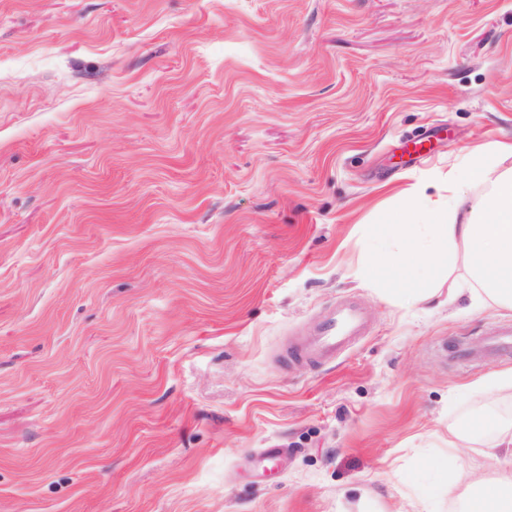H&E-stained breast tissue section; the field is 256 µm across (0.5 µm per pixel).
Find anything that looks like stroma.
Wrapping results in <instances>:
<instances>
[{
	"label": "stroma",
	"instance_id": "35a3bbf8",
	"mask_svg": "<svg viewBox=\"0 0 512 512\" xmlns=\"http://www.w3.org/2000/svg\"><path fill=\"white\" fill-rule=\"evenodd\" d=\"M497 141L512 0H0V512H456L512 309L359 269ZM363 322L357 310L349 306L334 308L319 322L310 343L300 349L308 360H325L336 357L348 343L363 331Z\"/></svg>",
	"mask_w": 512,
	"mask_h": 512
}]
</instances>
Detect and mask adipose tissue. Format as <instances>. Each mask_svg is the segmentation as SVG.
I'll list each match as a JSON object with an SVG mask.
<instances>
[{
	"mask_svg": "<svg viewBox=\"0 0 512 512\" xmlns=\"http://www.w3.org/2000/svg\"><path fill=\"white\" fill-rule=\"evenodd\" d=\"M505 149L499 142L483 146L473 154L467 170L449 184L452 200L460 199L466 185H488L487 194L467 214L452 207L423 226L410 223L407 215H391L389 235L406 238L408 246L401 253L385 248L371 254L365 278L377 282L395 276L404 285L403 301L426 302L434 291L425 272L451 267L452 249L459 245L469 258V274L478 285L479 300L512 306V170H498L496 163ZM488 453L501 455V475L455 480L448 493L464 502L469 512H512V430L502 431Z\"/></svg>",
	"mask_w": 512,
	"mask_h": 512,
	"instance_id": "obj_1",
	"label": "adipose tissue"
}]
</instances>
